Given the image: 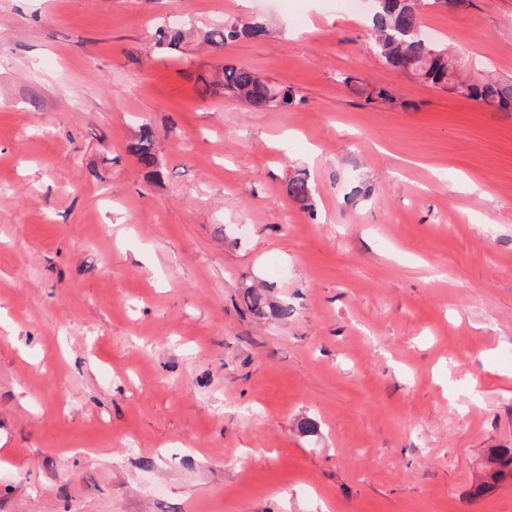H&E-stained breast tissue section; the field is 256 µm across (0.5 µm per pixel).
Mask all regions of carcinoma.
I'll return each instance as SVG.
<instances>
[{"instance_id":"carcinoma-1","label":"carcinoma","mask_w":512,"mask_h":512,"mask_svg":"<svg viewBox=\"0 0 512 512\" xmlns=\"http://www.w3.org/2000/svg\"><path fill=\"white\" fill-rule=\"evenodd\" d=\"M422 2L424 0H377L374 48L379 57L395 71L410 74L432 88L450 91L487 108L502 112L511 110L512 80L489 76L472 80L458 77L456 57L450 48L436 43L425 33ZM267 34L266 25L255 19L215 27L207 33V41L220 47L240 36L261 39ZM342 82L355 92L366 95L368 102L394 101L393 95L383 87L356 88L355 80L348 75L342 77ZM218 85L224 89L225 95L255 110L293 108L297 105L296 95L291 90L278 88L256 72L233 64L222 68V79ZM131 152L142 168L160 175L154 136L148 128L144 127L139 132ZM286 190L294 201L313 209L312 186L307 174L292 175ZM488 464L491 479L497 481L512 476V450L508 448L490 455Z\"/></svg>"}]
</instances>
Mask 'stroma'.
<instances>
[{"label": "stroma", "mask_w": 512, "mask_h": 512, "mask_svg": "<svg viewBox=\"0 0 512 512\" xmlns=\"http://www.w3.org/2000/svg\"><path fill=\"white\" fill-rule=\"evenodd\" d=\"M373 13L0 0V512H512V112L387 67ZM422 16L512 79V0ZM227 64L298 105L199 97ZM267 34L266 25L261 20L255 19L245 23H224V27L212 28L207 33V41L213 46L223 47L240 36L261 39ZM131 152L142 168L149 169L155 175L159 174L154 136L146 126L142 128L136 142L132 144ZM286 190L294 201L306 206L310 211L313 210L312 186L306 173L292 175L288 179ZM488 464L491 468V479L503 480L512 476V450L504 449L500 452L491 454L488 458Z\"/></svg>", "instance_id": "35a3bbf8"}]
</instances>
